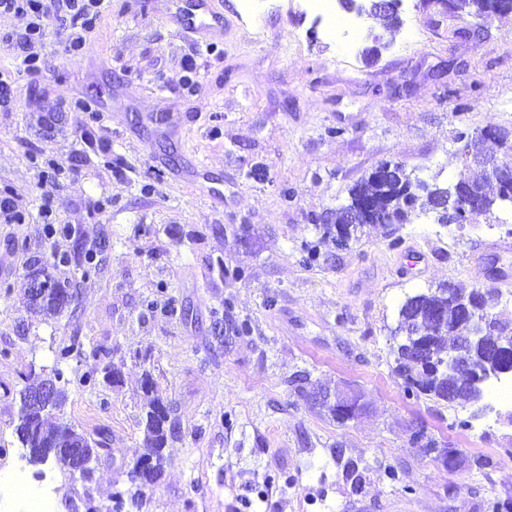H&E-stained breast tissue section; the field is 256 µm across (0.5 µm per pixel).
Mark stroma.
Returning <instances> with one entry per match:
<instances>
[{
  "label": "stroma",
  "instance_id": "1",
  "mask_svg": "<svg viewBox=\"0 0 512 512\" xmlns=\"http://www.w3.org/2000/svg\"><path fill=\"white\" fill-rule=\"evenodd\" d=\"M128 3L111 0L88 54L63 51L50 23L36 73L0 44V189L33 217L54 195L61 223L105 246L75 311L45 318L24 303L29 253H63L71 240L45 239L34 221L0 223V284L10 286L0 293V475L49 485L53 512H76L88 496L111 512L142 440L148 372L180 432L140 512H490L512 499V413L489 393L479 415L407 395L390 333L407 296L447 283L493 285L512 318V251L475 250L512 243V208L461 228L425 217L392 235L371 225L341 247L318 229L383 163L444 185L464 169L465 137L512 134V14L476 31L438 0H401V28L369 62L366 21L350 40L302 0H255L249 14L218 0L228 27L201 47L162 7L142 18ZM79 97L92 113L75 109ZM36 156L57 159L60 173L42 176ZM220 260L244 278L211 274ZM223 310L251 334L221 341ZM74 336L84 352L65 372L105 361L123 372L116 386L69 389L65 420L106 433L87 481L52 459L31 465L15 434L30 372L52 369ZM303 372L313 387L359 394L362 411L337 421L294 390ZM473 426L488 427L483 440ZM419 429L459 449L455 469L413 444ZM349 461L361 488L346 478Z\"/></svg>",
  "mask_w": 512,
  "mask_h": 512
}]
</instances>
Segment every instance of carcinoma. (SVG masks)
Masks as SVG:
<instances>
[{"instance_id":"carcinoma-1","label":"carcinoma","mask_w":512,"mask_h":512,"mask_svg":"<svg viewBox=\"0 0 512 512\" xmlns=\"http://www.w3.org/2000/svg\"><path fill=\"white\" fill-rule=\"evenodd\" d=\"M347 9L361 8L370 13L373 23L387 31H394L401 25L397 10L385 13H375L370 10L366 0L356 3L354 0H340ZM449 10L462 20L469 17H485L491 8L490 0H448ZM512 181V167H499L498 182H491L485 175L471 176L464 172L457 177L455 185L464 192H472L481 198L482 203L472 210L474 214H486L497 206V193L492 188H500V183ZM452 185L429 184L402 167L393 169V174L382 178L372 173L356 184L349 193L346 204L336 209L330 223L323 225V234H336L347 242L367 223H374L369 216L367 207L374 209L391 208V221L395 224H409L421 213L433 214L435 221L445 226L448 213L439 207V194ZM45 237L64 235L72 239V249L67 254L52 255V260L34 255L27 267V277L40 279L47 288L42 298L27 295V307L35 314L58 316L71 307L70 296L76 292L77 279H86L99 271L101 250L97 246H89L81 233L67 224L44 225ZM474 288H461L452 284L430 288L426 292L407 297L398 312V323L395 328L397 346L395 353V373L403 380L407 394H423L425 396L459 404L469 400L472 389L471 378L468 375L459 376L456 371L441 372L431 364V359L438 357L454 348L466 346L469 357L483 369L512 368V352L499 349L501 344H512V321L500 318L497 311H488L486 336L465 345L467 336L456 332V327L464 319L465 304L479 307L473 298ZM226 326L233 338H243L251 333L252 326L247 320H220ZM102 373L103 378L114 384L121 381V366L109 362L100 369L76 373L72 377L65 375L60 368H54L49 373H42L31 378L32 384L22 390L15 434L21 446L28 450L30 463L42 464L49 458H54L72 473H77L69 448H81L98 459L99 449L104 446V432L97 437L80 432L69 423L62 421L58 412L62 410L68 399L69 387L72 385L92 387L96 384V374ZM42 384L54 388L55 397L53 409L41 413L42 407H28L23 402L25 393L34 390ZM143 389L148 401L143 408L140 423L143 427L141 448L133 450V457L148 459L155 464V476H160L167 464L164 450L169 441L176 438L179 428L171 417L172 409L161 411L163 398L155 394L152 374L147 372L143 377ZM360 395L353 393L337 398L329 407L336 420L345 419L343 408L348 403H355ZM424 448L434 454V459L444 467L453 469L457 464L459 450L456 448H440L433 440H428ZM130 486L112 496L115 500V512H122L124 504L134 507L143 500L145 490L149 485L141 482L134 470H129Z\"/></svg>"}]
</instances>
